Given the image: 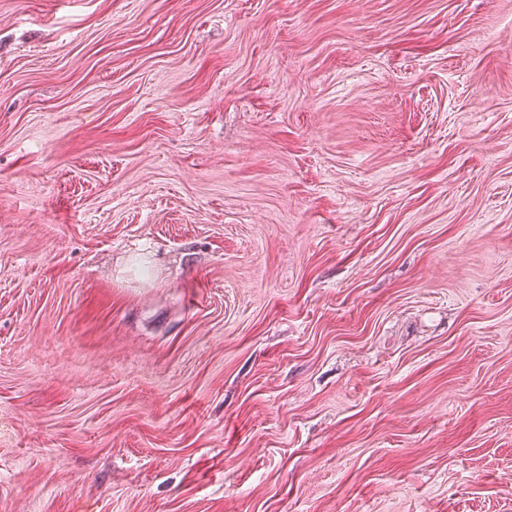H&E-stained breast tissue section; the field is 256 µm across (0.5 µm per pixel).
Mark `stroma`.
Masks as SVG:
<instances>
[{
    "label": "stroma",
    "instance_id": "35a3bbf8",
    "mask_svg": "<svg viewBox=\"0 0 512 512\" xmlns=\"http://www.w3.org/2000/svg\"><path fill=\"white\" fill-rule=\"evenodd\" d=\"M512 0H0V512H512Z\"/></svg>",
    "mask_w": 512,
    "mask_h": 512
}]
</instances>
